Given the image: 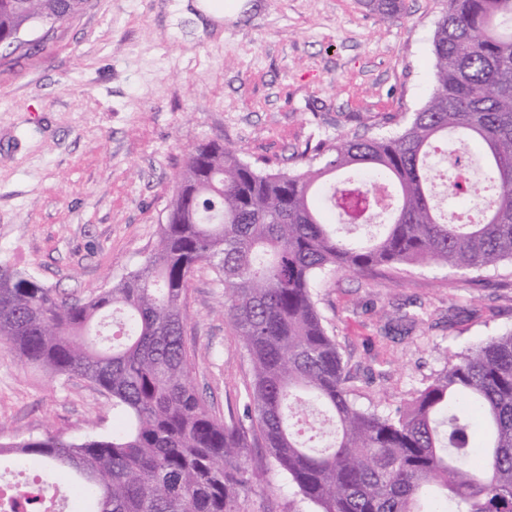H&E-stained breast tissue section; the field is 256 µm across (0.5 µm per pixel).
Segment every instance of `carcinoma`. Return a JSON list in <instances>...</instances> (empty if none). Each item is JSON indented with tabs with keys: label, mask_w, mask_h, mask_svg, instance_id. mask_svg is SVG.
Wrapping results in <instances>:
<instances>
[{
	"label": "carcinoma",
	"mask_w": 512,
	"mask_h": 512,
	"mask_svg": "<svg viewBox=\"0 0 512 512\" xmlns=\"http://www.w3.org/2000/svg\"><path fill=\"white\" fill-rule=\"evenodd\" d=\"M86 0H0V51L55 28ZM426 103L393 136L308 146L317 165L266 172L218 141L178 177L156 248L97 296L67 302L0 264V346L112 397L124 425L79 443L46 434L0 444L75 491L78 512H241L249 448L266 449L312 512H512V329L461 352L389 413L359 406L314 299L337 273L512 264V0H444ZM461 135L484 177L448 181L470 214L431 202L429 157ZM341 170L356 176L334 181ZM209 266L250 365L243 415L212 412L189 380L183 296ZM53 483L0 495V512H41Z\"/></svg>",
	"instance_id": "obj_1"
}]
</instances>
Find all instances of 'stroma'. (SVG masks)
Here are the masks:
<instances>
[{
	"instance_id": "35a3bbf8",
	"label": "stroma",
	"mask_w": 512,
	"mask_h": 512,
	"mask_svg": "<svg viewBox=\"0 0 512 512\" xmlns=\"http://www.w3.org/2000/svg\"><path fill=\"white\" fill-rule=\"evenodd\" d=\"M198 21L185 0H87L66 23L0 58V263L86 300L153 251L187 155L219 139L272 171L304 168L307 144L395 133L433 87L442 0H252ZM356 401L386 412L448 353L512 329V268L340 273L314 290ZM198 268L184 300L192 383L213 413L242 414L249 363ZM111 396L0 348V443L111 435ZM241 512H308L287 477L259 467Z\"/></svg>"
}]
</instances>
